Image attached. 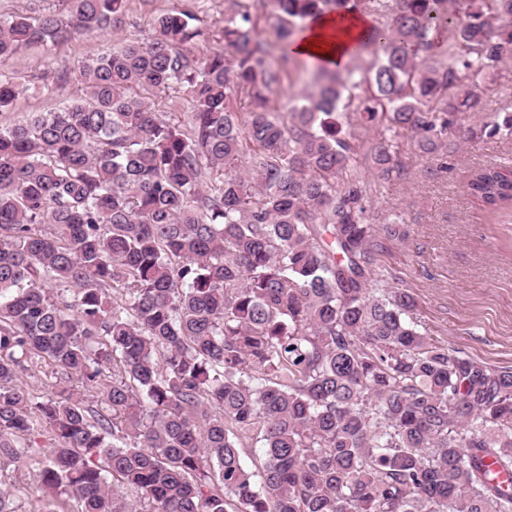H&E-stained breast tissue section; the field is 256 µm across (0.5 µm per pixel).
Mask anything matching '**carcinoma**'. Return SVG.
<instances>
[{
	"instance_id": "obj_1",
	"label": "carcinoma",
	"mask_w": 512,
	"mask_h": 512,
	"mask_svg": "<svg viewBox=\"0 0 512 512\" xmlns=\"http://www.w3.org/2000/svg\"><path fill=\"white\" fill-rule=\"evenodd\" d=\"M347 2L269 0L262 39L253 0H229L222 46L199 54L208 30L169 9L147 39L45 74L81 84L63 106L0 121V463L32 469L42 512L62 493L77 512H512L490 470L512 475V369L434 342L372 273L339 110L360 90L364 122L437 151L481 104L460 70L512 61V0H357L390 8L356 52L369 67L311 63L314 92L273 111L296 21ZM127 7L0 16V67ZM445 45L448 63L421 59ZM171 90L182 119L156 112ZM22 93L0 72V118ZM481 132L512 134V112ZM371 160L400 173L385 137ZM466 191L512 237V165L474 169ZM36 357L61 372L49 394L20 381Z\"/></svg>"
}]
</instances>
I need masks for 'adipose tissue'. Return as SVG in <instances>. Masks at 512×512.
Here are the masks:
<instances>
[{
	"label": "adipose tissue",
	"instance_id": "1",
	"mask_svg": "<svg viewBox=\"0 0 512 512\" xmlns=\"http://www.w3.org/2000/svg\"><path fill=\"white\" fill-rule=\"evenodd\" d=\"M374 19L358 10L348 9L305 22L291 46L293 55L318 59L329 68H344L354 44L367 36Z\"/></svg>",
	"mask_w": 512,
	"mask_h": 512
}]
</instances>
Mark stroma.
Wrapping results in <instances>:
<instances>
[{
	"mask_svg": "<svg viewBox=\"0 0 512 512\" xmlns=\"http://www.w3.org/2000/svg\"><path fill=\"white\" fill-rule=\"evenodd\" d=\"M173 7L192 9L211 33L224 25V0H132L117 30L48 50L23 49L7 66L25 87L16 112H44L65 103L78 92L75 81L48 91L40 81L44 72L74 70L87 54L145 38L154 16ZM483 87L479 114L463 119L462 131L449 133L440 153H424L410 137L397 138L402 173L387 182L370 169L377 130L353 125L361 151L351 172L366 185L368 216L379 230L373 267L392 286L410 290L416 299L413 319L422 332L472 358L512 368V245L493 214L465 193L471 170L512 164V135L463 133L493 113L512 112V63ZM390 223L396 229L392 237L383 231Z\"/></svg>",
	"mask_w": 512,
	"mask_h": 512,
	"instance_id": "stroma-1",
	"label": "stroma"
}]
</instances>
